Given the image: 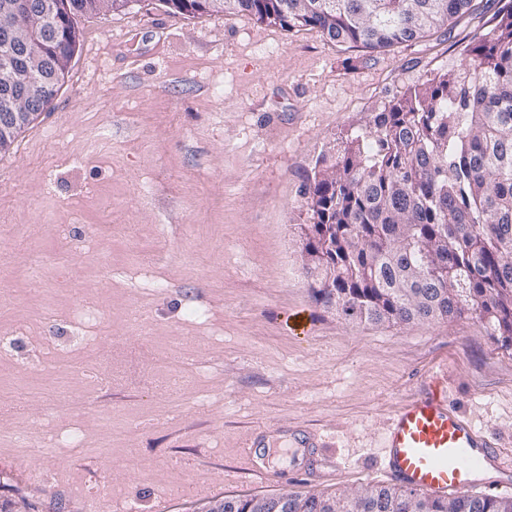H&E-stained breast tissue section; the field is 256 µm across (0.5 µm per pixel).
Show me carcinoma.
Masks as SVG:
<instances>
[{"label": "carcinoma", "mask_w": 512, "mask_h": 512, "mask_svg": "<svg viewBox=\"0 0 512 512\" xmlns=\"http://www.w3.org/2000/svg\"><path fill=\"white\" fill-rule=\"evenodd\" d=\"M103 0H61L80 17ZM473 0H226L282 28L379 50L419 41ZM455 72L406 92L347 134L309 186L307 261L336 266L313 297L359 323L475 319L512 347V0ZM292 511L512 512V496H421L396 485L288 492ZM226 498L224 512H255Z\"/></svg>", "instance_id": "1"}]
</instances>
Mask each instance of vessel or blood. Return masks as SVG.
Segmentation results:
<instances>
[{
    "mask_svg": "<svg viewBox=\"0 0 512 512\" xmlns=\"http://www.w3.org/2000/svg\"><path fill=\"white\" fill-rule=\"evenodd\" d=\"M265 431H258L242 451L248 469L268 479L274 472L260 466L258 454L265 445ZM320 439L304 437L291 452L297 470L308 473V460ZM388 472L401 484L423 488L435 496L476 480L492 469L503 480H512V460L506 459L497 440L477 430L440 392L438 383L403 402L394 412L384 436Z\"/></svg>",
    "mask_w": 512,
    "mask_h": 512,
    "instance_id": "vessel-or-blood-1",
    "label": "vessel or blood"
}]
</instances>
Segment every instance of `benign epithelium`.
I'll return each instance as SVG.
<instances>
[{"instance_id":"benign-epithelium-1","label":"benign epithelium","mask_w":512,"mask_h":512,"mask_svg":"<svg viewBox=\"0 0 512 512\" xmlns=\"http://www.w3.org/2000/svg\"><path fill=\"white\" fill-rule=\"evenodd\" d=\"M19 11L15 0H0V32L7 46L55 38L65 19L59 0H36L27 10L23 23L17 21ZM71 61L68 53H62L51 61L42 50L31 49L17 63L9 51L0 52V69L17 74L16 80L0 93V151L3 144L10 143L40 114V82L44 80L46 71H52L51 79L59 85L61 74L69 70Z\"/></svg>"}]
</instances>
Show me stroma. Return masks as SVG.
I'll list each match as a JSON object with an SVG mask.
<instances>
[{
    "label": "stroma",
    "instance_id": "1",
    "mask_svg": "<svg viewBox=\"0 0 512 512\" xmlns=\"http://www.w3.org/2000/svg\"><path fill=\"white\" fill-rule=\"evenodd\" d=\"M497 8L474 0L448 29L374 52L158 0L80 17L55 100L0 154V240L17 244L0 266L14 297L0 327L35 314L42 289L56 291L48 331L78 314V290L109 289L101 333L115 342V383L75 410L92 433L111 411L141 422L113 436L105 473L75 458L63 471L55 458L33 484L4 464L0 487L50 507L58 482L70 512H85L86 493L108 480L143 512H209L227 497L387 485L375 453L388 420L435 367L449 404L512 457V348L474 320H344L311 295L301 230L319 159L408 88L458 69ZM134 309L144 328L131 325ZM175 336L221 342L186 386L217 398L214 410L171 424L157 391ZM281 424L325 443L318 482L294 471ZM260 426L271 430V480L241 456Z\"/></svg>",
    "mask_w": 512,
    "mask_h": 512
}]
</instances>
